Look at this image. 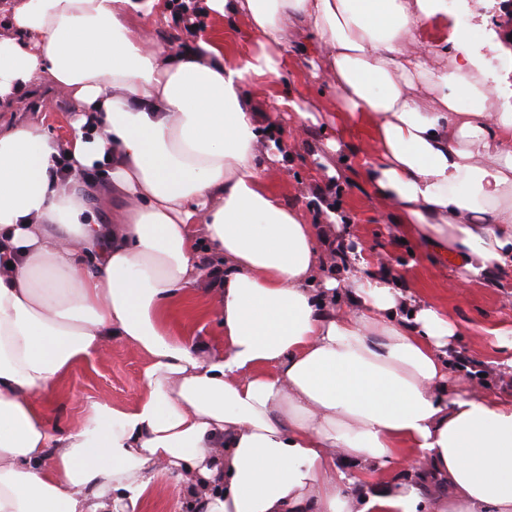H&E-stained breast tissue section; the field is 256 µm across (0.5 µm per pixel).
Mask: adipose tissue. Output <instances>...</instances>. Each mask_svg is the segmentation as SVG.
Wrapping results in <instances>:
<instances>
[{"instance_id": "obj_1", "label": "adipose tissue", "mask_w": 512, "mask_h": 512, "mask_svg": "<svg viewBox=\"0 0 512 512\" xmlns=\"http://www.w3.org/2000/svg\"><path fill=\"white\" fill-rule=\"evenodd\" d=\"M206 4L256 50L178 41L169 0H0V512H143L163 487L182 512H512V397L450 392L456 324L373 258L333 272L336 210L308 224L268 189L288 156L246 92L301 39L336 98L319 174L356 165L462 279L498 285L512 113L485 51L424 38L448 0ZM39 87L64 95L66 138L13 118ZM198 296L222 344L169 329ZM115 336L148 359L140 400L53 435L39 396Z\"/></svg>"}]
</instances>
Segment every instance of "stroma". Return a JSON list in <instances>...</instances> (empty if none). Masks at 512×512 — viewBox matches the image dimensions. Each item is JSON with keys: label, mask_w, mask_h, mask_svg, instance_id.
Wrapping results in <instances>:
<instances>
[{"label": "stroma", "mask_w": 512, "mask_h": 512, "mask_svg": "<svg viewBox=\"0 0 512 512\" xmlns=\"http://www.w3.org/2000/svg\"><path fill=\"white\" fill-rule=\"evenodd\" d=\"M281 53L287 57L288 66L280 77L271 82L258 81L247 88L255 104L267 114L262 126L263 140L292 153L287 168L267 172L266 180L307 221L318 223L323 210L315 205L313 162L295 129L293 114L277 108L274 97L289 92L307 98L318 122L323 124L334 110L335 94L325 85L304 81L303 57L296 43L286 44ZM35 110L56 137H66L69 124L62 95L44 88L18 107L23 116ZM330 197L338 221L345 228L343 240L347 248L376 257L374 273H400L402 288L446 311L458 326L456 351L477 363L485 375L480 379L469 378L458 369H451V389L511 394L512 376L497 372L495 362L512 354V349L499 346L493 337L482 335L480 329L493 324L507 332L512 330V288H493L457 278L447 259L432 252L412 225L397 223L394 211L368 191L359 177L348 173L334 180ZM167 321L174 332L193 334L207 341L221 332L216 315L203 312L195 304L174 306ZM145 366L146 359L138 349L117 337L101 355L74 364L39 398L50 430L57 435L77 431L96 403L117 408L134 405L145 389Z\"/></svg>", "instance_id": "35a3bbf8"}]
</instances>
